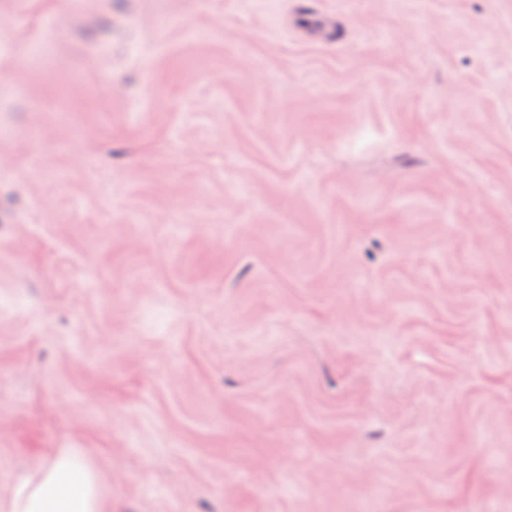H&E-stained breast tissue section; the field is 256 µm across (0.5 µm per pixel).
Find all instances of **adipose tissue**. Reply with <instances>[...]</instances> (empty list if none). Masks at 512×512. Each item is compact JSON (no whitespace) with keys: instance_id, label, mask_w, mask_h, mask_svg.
Listing matches in <instances>:
<instances>
[{"instance_id":"adipose-tissue-1","label":"adipose tissue","mask_w":512,"mask_h":512,"mask_svg":"<svg viewBox=\"0 0 512 512\" xmlns=\"http://www.w3.org/2000/svg\"><path fill=\"white\" fill-rule=\"evenodd\" d=\"M102 497L95 469L67 448L16 487L11 512H101Z\"/></svg>"}]
</instances>
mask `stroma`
I'll return each mask as SVG.
<instances>
[{
  "label": "stroma",
  "instance_id": "obj_1",
  "mask_svg": "<svg viewBox=\"0 0 512 512\" xmlns=\"http://www.w3.org/2000/svg\"><path fill=\"white\" fill-rule=\"evenodd\" d=\"M1 19L0 512H512V0ZM102 497L96 470L67 448L16 487L10 512H101Z\"/></svg>",
  "mask_w": 512,
  "mask_h": 512
}]
</instances>
